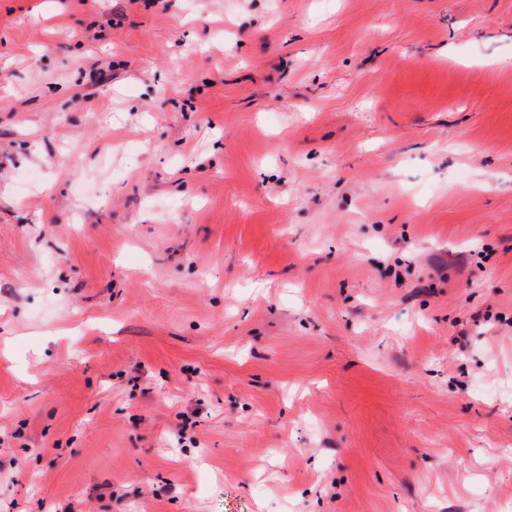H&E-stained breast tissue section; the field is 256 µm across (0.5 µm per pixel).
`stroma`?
Wrapping results in <instances>:
<instances>
[{
	"label": "stroma",
	"mask_w": 512,
	"mask_h": 512,
	"mask_svg": "<svg viewBox=\"0 0 512 512\" xmlns=\"http://www.w3.org/2000/svg\"><path fill=\"white\" fill-rule=\"evenodd\" d=\"M0 512H512V0H0Z\"/></svg>",
	"instance_id": "obj_1"
}]
</instances>
